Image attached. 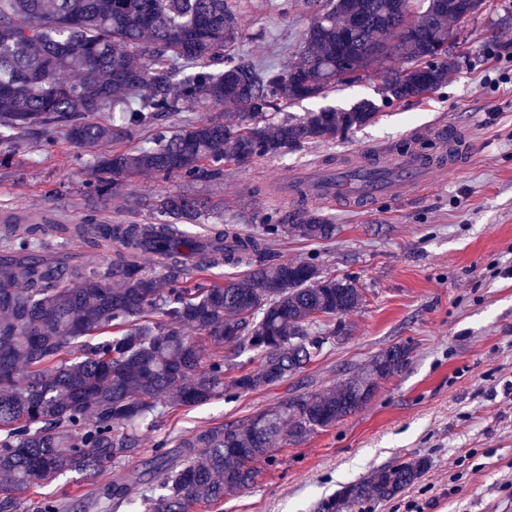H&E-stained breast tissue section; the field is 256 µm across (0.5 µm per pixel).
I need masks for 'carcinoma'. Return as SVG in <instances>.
<instances>
[{"label": "carcinoma", "mask_w": 512, "mask_h": 512, "mask_svg": "<svg viewBox=\"0 0 512 512\" xmlns=\"http://www.w3.org/2000/svg\"><path fill=\"white\" fill-rule=\"evenodd\" d=\"M308 7L298 60L261 67L246 53L228 59L246 36L231 0H0V166L22 143L62 133L94 153L92 198L121 195L132 174L217 180L228 161L276 157L376 122L380 107L371 99L300 115L286 109L391 57L404 67L384 76L385 105L421 101L448 83L451 23L464 20L455 0H308ZM68 71L78 79H64ZM103 112L111 122L99 119ZM143 132L141 145L124 149ZM154 210L158 224H107L89 211L74 233L113 251L112 261L68 277L42 260L13 266L0 258V473L12 482L0 512H19V494L68 472L135 458L150 418L304 372L328 341L323 322L363 301L353 280L316 262L259 261L282 237H334L336 225L321 210L272 208L260 216L259 234L221 218L206 243L185 228L215 213L205 199L165 193ZM40 231L3 222L0 243L29 257L43 246ZM144 252L162 274L140 268ZM223 265L251 271L188 284L187 272ZM226 341L236 343L230 356ZM247 352L249 368L236 362ZM409 354L392 346L373 360L372 373L184 438L177 456L161 445L100 486L94 505L192 512L236 496L254 484L256 462L273 461L277 438L299 444L361 410L377 380L401 371ZM429 467L424 457L401 460L322 499L317 512L393 498Z\"/></svg>", "instance_id": "cac0c4a2"}]
</instances>
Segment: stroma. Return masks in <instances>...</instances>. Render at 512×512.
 I'll return each mask as SVG.
<instances>
[{
  "mask_svg": "<svg viewBox=\"0 0 512 512\" xmlns=\"http://www.w3.org/2000/svg\"><path fill=\"white\" fill-rule=\"evenodd\" d=\"M279 0H243L247 37L240 49L263 63L289 61L309 23L306 0L288 16ZM512 0H482L456 28L447 85L427 99L383 107L378 120L345 137L282 155L224 166L222 179L186 183L132 176L121 197L90 199L93 155L64 135L20 150L0 167V213L17 212L49 223L42 258L65 272L98 266L101 251L75 237L89 209L106 222L157 221L158 195L191 191L222 204L226 217L258 231L257 217L281 204L278 180L305 179L327 160L345 166L375 158L407 133L440 125L471 142L467 167L436 176L425 189L372 213L335 203L323 208L337 227L325 242L296 237L273 244L275 261H316L328 273L355 279L363 305L326 322L335 338L305 372L234 399L179 407L157 427L142 431L140 456L159 441L168 449L204 430L236 423L272 408L290 393L325 392L363 371L381 351L411 348L408 365L381 381L372 400L305 442L275 447L272 464L246 493L194 512H316L318 502L349 483L398 461L426 457L427 473L388 502L368 500L353 512H512ZM382 79L361 78L335 88L325 100L294 105L301 113L328 104L350 107L379 100ZM470 456L457 492L448 478ZM122 468L71 472L25 494L24 512L40 499L65 495V512H87L97 488L119 479Z\"/></svg>",
  "mask_w": 512,
  "mask_h": 512,
  "instance_id": "35a3bbf8",
  "label": "stroma"
}]
</instances>
